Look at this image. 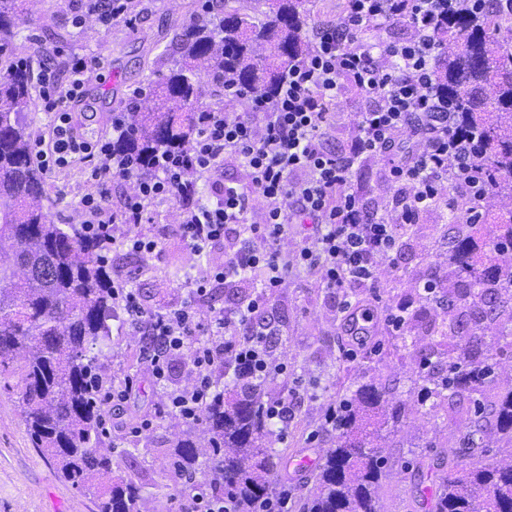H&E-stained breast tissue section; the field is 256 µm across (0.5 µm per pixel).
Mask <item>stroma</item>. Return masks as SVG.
Instances as JSON below:
<instances>
[{"label":"stroma","mask_w":512,"mask_h":512,"mask_svg":"<svg viewBox=\"0 0 512 512\" xmlns=\"http://www.w3.org/2000/svg\"><path fill=\"white\" fill-rule=\"evenodd\" d=\"M77 0H17L22 34L12 50L15 56L33 62L55 63L52 51L65 44L67 52L91 53L104 62L102 78L85 89L74 107L80 127L91 140L111 136L113 113L123 112L138 88L160 80L155 61L176 32L192 24L199 13V0H146L130 20L104 27L95 17H86L74 27ZM48 218L57 224L78 223L75 204L93 191L85 164L44 174ZM455 233L449 217L439 212L423 216L397 256L399 272L379 292L361 290L375 311L371 336L363 349L339 336L336 328L337 296L313 281L298 278L275 294L265 315L280 332L274 350L288 362L287 378H270L265 388L279 396L286 387L300 391L295 414L288 423L285 448L310 459H319L333 444L335 433L323 423L326 409L345 389L365 381L385 386L393 401L414 402L421 386L422 351L427 343L422 329H412L406 340H397L385 322V314L401 296H417L425 272L445 275L448 240ZM205 261L192 259L178 234H170L159 255L148 262L123 255L115 261L113 276L137 270L134 281L140 296L155 305L179 303L187 276L199 275ZM110 350L99 364L103 373L123 370L139 382L129 399L112 409L111 435L119 441L113 449V475L134 479L141 487V512L164 508L172 512L177 490L167 462L169 448L182 430V422L166 416L153 428L132 435L141 419L153 415L164 401L162 387L152 383L143 358V339L133 335L123 318L111 323ZM477 337L483 349L501 358L497 386L512 383V323L486 325ZM454 428L446 419L424 410H414L406 424L385 432L376 448L387 458L379 496L384 512H428L430 497L438 490L440 475L448 471V458L441 449ZM65 512H93L90 499L63 482L51 462L33 448L23 423L15 392H0V512H53L54 501Z\"/></svg>","instance_id":"stroma-1"}]
</instances>
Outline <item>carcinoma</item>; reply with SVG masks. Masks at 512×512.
Returning <instances> with one entry per match:
<instances>
[{
    "mask_svg": "<svg viewBox=\"0 0 512 512\" xmlns=\"http://www.w3.org/2000/svg\"><path fill=\"white\" fill-rule=\"evenodd\" d=\"M212 12L176 33L164 56L161 82L131 103L132 128L112 140V152L139 156L151 172L158 152L190 144L192 112L205 91L224 97V78L254 95H274L283 75L306 56L310 0H211ZM19 36L16 0H0V53ZM434 86L458 112L462 130L486 152L493 193L512 201V14L498 0L478 13L460 9L436 20ZM31 65L0 67V389H18L20 412L32 445L58 475L94 501L97 512H141L140 486L112 478V450L104 446L102 413L90 379L108 346L112 278L95 238L48 219L43 175L30 157L31 133L23 113L35 108ZM452 218L466 223L448 242V301L461 308L454 323L427 325L420 389L429 413L466 415L459 447L448 451L431 512H512V463L475 466L465 461L475 436L494 430L512 446V387L485 388L499 360L466 340L463 325L512 321V295L499 283L503 269L483 259L463 205ZM491 243L512 250V206L497 213ZM448 368L439 367L442 357ZM262 388L232 389L207 410L205 444L187 430L172 445L169 468L210 469L238 497L242 512L275 489L285 456L272 448L274 431ZM411 408L392 403L380 384L357 386L336 406V444L323 450L300 512H381L377 490L385 460L374 440L404 424Z\"/></svg>",
    "mask_w": 512,
    "mask_h": 512,
    "instance_id": "1",
    "label": "carcinoma"
}]
</instances>
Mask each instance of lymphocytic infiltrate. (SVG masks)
<instances>
[{
    "label": "lymphocytic infiltrate",
    "instance_id": "1",
    "mask_svg": "<svg viewBox=\"0 0 512 512\" xmlns=\"http://www.w3.org/2000/svg\"><path fill=\"white\" fill-rule=\"evenodd\" d=\"M454 2L344 0L335 22L316 30L310 53L289 69L272 98L230 89L241 111L195 113L187 149L157 156L147 174L133 157L113 154L110 139L91 142L79 132L72 106L99 79L101 59L78 53L65 71L41 68V107L50 121L32 159L44 172L88 164L99 188L76 203L84 232L116 251L159 254L168 229L153 225L151 213L173 202L183 247L209 259L207 274L188 278L181 302L166 307L149 306L131 279L112 281V304L133 331L149 338L146 367L166 389L163 407L141 428L167 415L203 424L209 405L222 395L217 376L224 369H232L242 388L287 375V364L273 354L275 328L256 319L291 278L310 279L337 295V319L360 314L369 321L373 313L361 311L356 292L379 290L396 272L401 226L419 223L428 210L461 204L484 214L492 195L485 153L433 85L428 30ZM398 21L411 24L416 37L389 38ZM370 29L381 30L382 38L368 40ZM351 89L365 105L348 117L340 103ZM345 122L350 134L340 150H326V139ZM370 158L387 160L393 188L380 214L370 212L355 184L359 165ZM229 161L242 168V183L225 184ZM113 179L133 183L116 214L106 205ZM198 180L209 185L210 196L196 197ZM217 288H243L247 296L218 308L208 303ZM176 361L186 371L178 386L171 379ZM175 479L176 512H240L220 478L179 472Z\"/></svg>",
    "mask_w": 512,
    "mask_h": 512
}]
</instances>
